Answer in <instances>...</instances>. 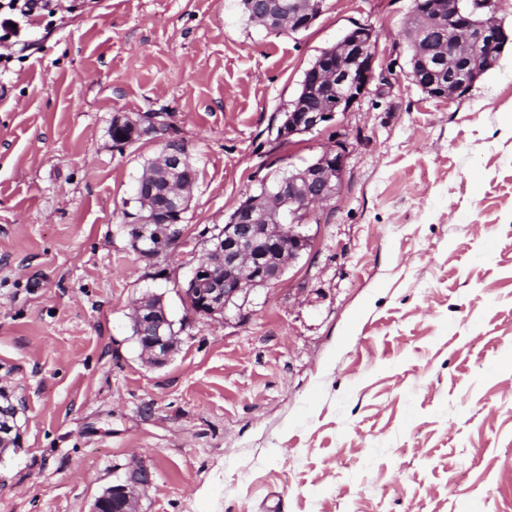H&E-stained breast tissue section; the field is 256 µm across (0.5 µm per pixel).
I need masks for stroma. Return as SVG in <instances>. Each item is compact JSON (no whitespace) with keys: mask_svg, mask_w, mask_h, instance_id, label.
Returning a JSON list of instances; mask_svg holds the SVG:
<instances>
[{"mask_svg":"<svg viewBox=\"0 0 512 512\" xmlns=\"http://www.w3.org/2000/svg\"><path fill=\"white\" fill-rule=\"evenodd\" d=\"M509 40L462 96L409 79L413 0H323L308 28L246 22L239 0H62L0 62V384L21 445L0 512H90L135 461L142 512H512V0ZM374 32L383 85L288 139L305 70ZM166 113L198 170L172 255L133 250L123 203L163 149L113 118ZM345 149L311 246L242 321L179 292L214 226L259 185ZM164 299L160 367L131 309Z\"/></svg>","mask_w":512,"mask_h":512,"instance_id":"1","label":"stroma"}]
</instances>
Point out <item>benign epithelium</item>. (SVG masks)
Masks as SVG:
<instances>
[{
	"label": "benign epithelium",
	"instance_id": "1",
	"mask_svg": "<svg viewBox=\"0 0 512 512\" xmlns=\"http://www.w3.org/2000/svg\"><path fill=\"white\" fill-rule=\"evenodd\" d=\"M443 5L444 0H418L417 37L408 77L425 91L442 84L445 98L452 99L495 67L508 35L492 16L485 23H476L459 11L448 19L446 33L438 37L434 35L433 25ZM250 6L254 15L266 23L275 14L276 2L251 0ZM316 19L307 0H291L284 16L290 31L308 28ZM372 45V30L358 26L331 47L320 63L305 70L307 95L282 120L281 137L290 138L327 126L338 114L352 107L355 96L376 80ZM435 55L448 57L446 83L437 79L438 71L430 67L429 60ZM340 85L354 92V97L344 94L319 106L312 104V97L318 96V90ZM118 126L133 138L158 132L162 120L160 113L154 112L148 118H122ZM185 153L183 144L175 140L166 141L163 147L160 165L174 174L168 180V213L150 210L137 223L129 225L131 239L144 257L154 256V248L147 243L148 233H153L160 245L171 246L178 240L170 216L181 215L187 203L186 190L194 184L192 180L185 185L177 182L176 175L181 172ZM344 168L343 150L325 152L316 160L288 172L275 190H265L267 197L277 199L276 207L264 206L257 210L249 203L242 205L234 223L224 225V230L210 238L206 260L198 264L181 286L185 301L196 304L195 314L222 319L228 324L231 310H241L255 289L268 287L278 280L311 243L307 225L286 224L284 220L330 201L339 190ZM131 319L141 357L153 366L165 365L177 346L178 337L169 332L171 319L163 297L143 296L134 303ZM20 411V404L14 398H0V457L20 446ZM152 482L151 467L140 461L103 491L91 512H140L141 494Z\"/></svg>",
	"mask_w": 512,
	"mask_h": 512
}]
</instances>
